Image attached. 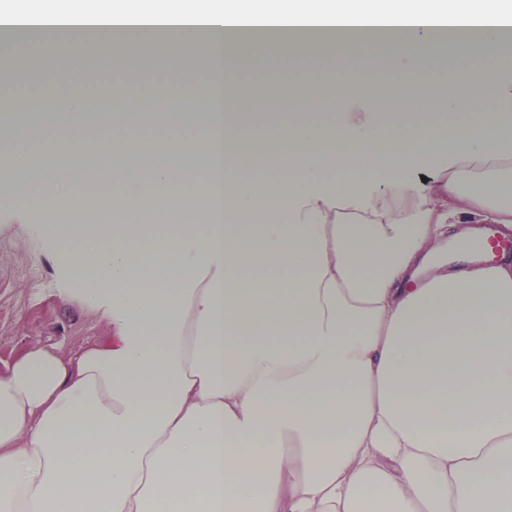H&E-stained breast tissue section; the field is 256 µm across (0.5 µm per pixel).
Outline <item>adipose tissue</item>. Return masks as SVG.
I'll use <instances>...</instances> for the list:
<instances>
[{
  "label": "adipose tissue",
  "instance_id": "adipose-tissue-1",
  "mask_svg": "<svg viewBox=\"0 0 512 512\" xmlns=\"http://www.w3.org/2000/svg\"><path fill=\"white\" fill-rule=\"evenodd\" d=\"M165 3L139 33L202 43L212 107L160 115L186 132L146 174L159 214L205 223H59L85 88L31 81L27 59L9 75L56 106L25 129L0 114L38 172L11 209L76 241L64 260L109 332L0 369V512H512V257L473 252L479 225L512 233V0ZM444 33L454 60L415 53ZM379 43L397 50L363 53ZM250 69L287 74L335 129L260 109ZM380 70L455 75L445 104L478 122L439 128L417 96L370 111L360 77ZM258 116L274 143L243 141ZM241 147L283 149L292 177L256 183Z\"/></svg>",
  "mask_w": 512,
  "mask_h": 512
}]
</instances>
